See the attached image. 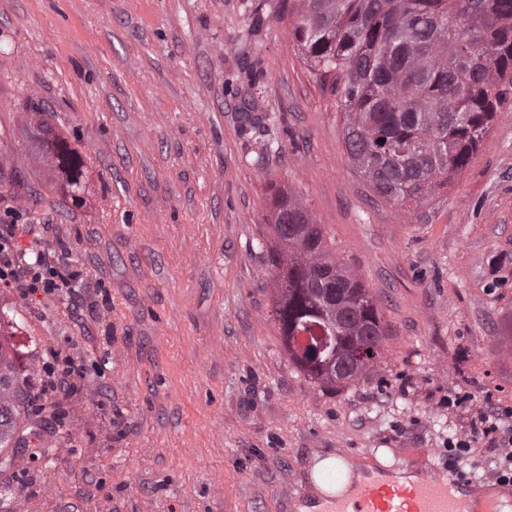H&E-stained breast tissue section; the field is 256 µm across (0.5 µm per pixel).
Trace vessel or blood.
Returning a JSON list of instances; mask_svg holds the SVG:
<instances>
[{"label": "vessel or blood", "mask_w": 512, "mask_h": 512, "mask_svg": "<svg viewBox=\"0 0 512 512\" xmlns=\"http://www.w3.org/2000/svg\"><path fill=\"white\" fill-rule=\"evenodd\" d=\"M466 478L435 470L408 485L394 483L389 471H380L355 492L352 500L335 499L331 512H468L460 493Z\"/></svg>", "instance_id": "vessel-or-blood-1"}]
</instances>
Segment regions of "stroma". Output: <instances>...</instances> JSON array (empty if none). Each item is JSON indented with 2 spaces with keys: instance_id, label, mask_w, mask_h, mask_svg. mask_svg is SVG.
<instances>
[{
  "instance_id": "35a3bbf8",
  "label": "stroma",
  "mask_w": 512,
  "mask_h": 512,
  "mask_svg": "<svg viewBox=\"0 0 512 512\" xmlns=\"http://www.w3.org/2000/svg\"><path fill=\"white\" fill-rule=\"evenodd\" d=\"M296 0H0V144L31 105L82 155L86 202L33 162L0 170L8 213L81 273L77 300L0 285L26 343L87 367L57 427L0 468L12 512H299L313 467L462 473L512 498L506 463L472 434L512 433V102L431 201L379 198L350 161L342 114L291 31ZM288 190L376 298L386 332L362 376L325 387L288 354L267 267L270 197ZM468 437L449 453L448 441Z\"/></svg>"
}]
</instances>
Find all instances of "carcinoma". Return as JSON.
<instances>
[{
    "mask_svg": "<svg viewBox=\"0 0 512 512\" xmlns=\"http://www.w3.org/2000/svg\"><path fill=\"white\" fill-rule=\"evenodd\" d=\"M291 31L344 114L348 155L381 198L419 206L448 186L512 99V0H300ZM34 159L63 201L83 206L84 162L44 124ZM278 281L274 304L288 354L312 380L334 387L380 355L385 326L375 297L340 263L300 201L272 198ZM0 316V449L19 440L20 373ZM312 342L304 347L297 336Z\"/></svg>",
    "mask_w": 512,
    "mask_h": 512,
    "instance_id": "carcinoma-1",
    "label": "carcinoma"
}]
</instances>
